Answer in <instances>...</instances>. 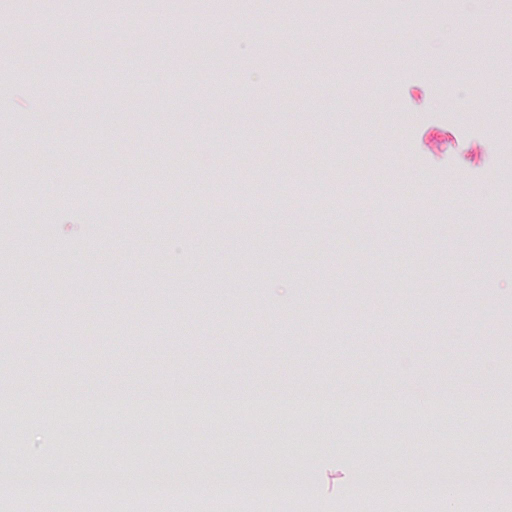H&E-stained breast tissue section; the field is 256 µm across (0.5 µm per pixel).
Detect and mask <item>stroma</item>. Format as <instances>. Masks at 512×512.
<instances>
[{"mask_svg": "<svg viewBox=\"0 0 512 512\" xmlns=\"http://www.w3.org/2000/svg\"><path fill=\"white\" fill-rule=\"evenodd\" d=\"M137 7L153 20L139 61L95 37L121 28L118 6L26 46L58 70L78 44L112 91L60 97L20 74L0 84V141L36 128L47 136L38 158L45 210H19L0 174V256L26 266L0 273V362L19 372L16 388L40 397L63 387L78 398L89 383L131 394L175 384L392 392L409 376L432 396L471 388L477 375L473 401L512 389V373L500 370L512 355V195L502 187L512 151H502L500 132L512 114V59L498 39L512 30V9L456 0L453 14L400 24L374 14L303 17L297 0ZM257 22L281 31L303 71L327 68L309 84L316 104L288 82L257 83V69L281 67L277 48L220 53L226 29L250 36ZM354 62L361 77L343 81ZM182 68L195 83L169 81ZM377 72L390 81L375 82ZM133 133L165 147L145 177L156 188L149 199L121 160ZM378 162L401 191L374 194ZM86 167L97 169L105 198L96 213L82 203ZM179 189L209 208L169 209ZM271 196L277 215L256 218ZM20 296L38 328L18 312ZM29 336L35 346L18 356L14 342ZM123 429L20 424L0 471L39 465L78 478L109 467L134 481L151 470L273 471L288 476V493L258 494V512L307 498L323 512H354L367 473L395 485L512 448V428L494 420L476 429L421 411L385 430L367 416L241 420L212 439L179 420L155 424L154 446L137 449L116 446ZM252 433L267 435L266 447H246Z\"/></svg>", "mask_w": 512, "mask_h": 512, "instance_id": "stroma-1", "label": "stroma"}]
</instances>
